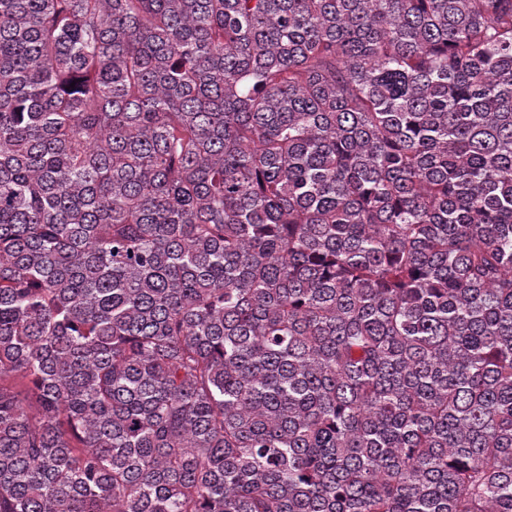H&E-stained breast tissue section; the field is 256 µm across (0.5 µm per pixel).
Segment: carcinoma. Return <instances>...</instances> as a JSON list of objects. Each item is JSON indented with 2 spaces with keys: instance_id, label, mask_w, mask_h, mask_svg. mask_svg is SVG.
Returning a JSON list of instances; mask_svg holds the SVG:
<instances>
[{
  "instance_id": "cac0c4a2",
  "label": "carcinoma",
  "mask_w": 512,
  "mask_h": 512,
  "mask_svg": "<svg viewBox=\"0 0 512 512\" xmlns=\"http://www.w3.org/2000/svg\"><path fill=\"white\" fill-rule=\"evenodd\" d=\"M0 512H512V0H0Z\"/></svg>"
}]
</instances>
